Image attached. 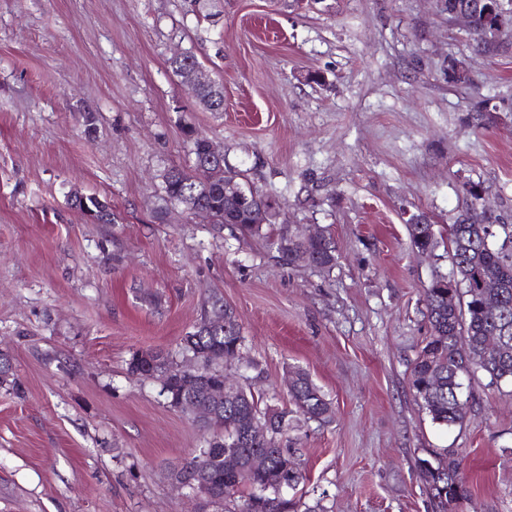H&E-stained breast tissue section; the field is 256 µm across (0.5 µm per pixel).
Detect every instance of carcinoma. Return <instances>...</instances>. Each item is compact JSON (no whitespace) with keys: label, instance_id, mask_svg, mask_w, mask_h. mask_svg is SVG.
<instances>
[{"label":"carcinoma","instance_id":"obj_1","mask_svg":"<svg viewBox=\"0 0 512 512\" xmlns=\"http://www.w3.org/2000/svg\"><path fill=\"white\" fill-rule=\"evenodd\" d=\"M444 4L450 14L457 9L470 11L474 32L482 33L479 0H444ZM192 93L210 111H223L224 94L218 86L195 88ZM188 135L194 169L168 170L163 181L165 200L188 208L205 206L214 223L232 224L244 236L259 234L262 225L252 223L251 213L224 194V179L207 175V140L193 131ZM465 191L470 203L449 225L451 269L438 276L425 293L430 334L411 364L409 378L410 389L431 420L445 427L465 420L474 383L483 379L489 386L512 383V224L477 207V186L469 185ZM71 202L86 206L99 222L112 223L111 208L98 197L75 192ZM420 217L425 223L408 226L411 244L432 252L438 246L434 224L427 215ZM278 250L290 264L302 262L317 269L336 264L335 247L326 234L309 241L283 235ZM485 276L502 284L497 297H487L480 288ZM495 330L499 341L491 344L488 336ZM244 341L234 309L221 295L208 297L200 321L181 337L175 355L164 358L170 365L178 357L183 363L191 362L198 375L189 381L188 391L181 382H161L160 395L177 411L183 403L206 398L212 386L224 382V364L240 358ZM151 356L150 350L134 353L130 371L143 378H161L158 367L150 364ZM293 375L288 390L293 409L277 412L274 419L268 418L270 408L261 406L248 386L241 387L235 400L222 404L213 425L223 428L224 434L180 465L183 481H206L212 504L222 505L247 492L239 512H298L297 501L288 497V490L295 489L302 473L296 449L284 444L283 437L302 420L331 421L333 408L306 371L296 368ZM434 458L437 464L424 459L421 465L428 488L442 486L432 498L444 512H459L469 487L458 460L446 448L434 452Z\"/></svg>","mask_w":512,"mask_h":512}]
</instances>
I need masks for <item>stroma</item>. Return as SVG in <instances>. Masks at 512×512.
<instances>
[{"label": "stroma", "instance_id": "35a3bbf8", "mask_svg": "<svg viewBox=\"0 0 512 512\" xmlns=\"http://www.w3.org/2000/svg\"><path fill=\"white\" fill-rule=\"evenodd\" d=\"M0 0V512H194L170 469L204 445L139 350L174 351L220 294L245 337L226 371L271 406L303 368L334 410L288 439L303 500L326 512H436L421 460L458 453L461 512H512V384L475 387L463 424L408 388L424 298L451 268L448 227L478 185L512 224V28L476 36L442 0ZM192 52L224 88L193 98L169 60ZM463 62L469 82L448 78ZM206 136L278 204L242 236L163 199ZM112 207L108 224L71 192ZM428 215L434 254L410 243ZM330 234L336 264L276 242Z\"/></svg>", "mask_w": 512, "mask_h": 512}]
</instances>
